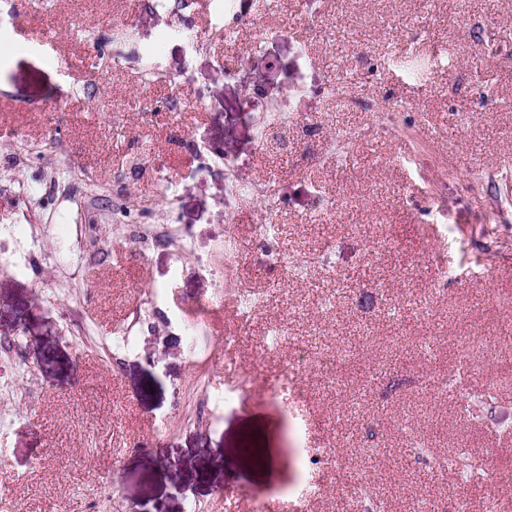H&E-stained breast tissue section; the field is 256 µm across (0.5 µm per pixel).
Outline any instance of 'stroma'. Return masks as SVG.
Wrapping results in <instances>:
<instances>
[{
	"label": "stroma",
	"instance_id": "1",
	"mask_svg": "<svg viewBox=\"0 0 512 512\" xmlns=\"http://www.w3.org/2000/svg\"><path fill=\"white\" fill-rule=\"evenodd\" d=\"M213 2L0 0V500L253 512L314 481L305 512L489 495L512 512V482L465 484L447 463L463 448L512 475V0ZM409 50L430 61L422 78L391 65ZM271 99L289 119L262 132ZM394 101L404 111L387 113ZM18 128L39 148L16 162ZM169 222L185 254L139 256L123 234ZM432 254L463 271L438 284ZM68 265L80 272L61 292ZM156 288L123 344L118 327ZM247 291L261 301L244 320ZM216 297L203 360L177 323ZM347 346L359 375L337 392L314 356ZM285 371L309 447L331 451L310 470L297 415L265 386ZM485 389L472 417L464 402Z\"/></svg>",
	"mask_w": 512,
	"mask_h": 512
}]
</instances>
